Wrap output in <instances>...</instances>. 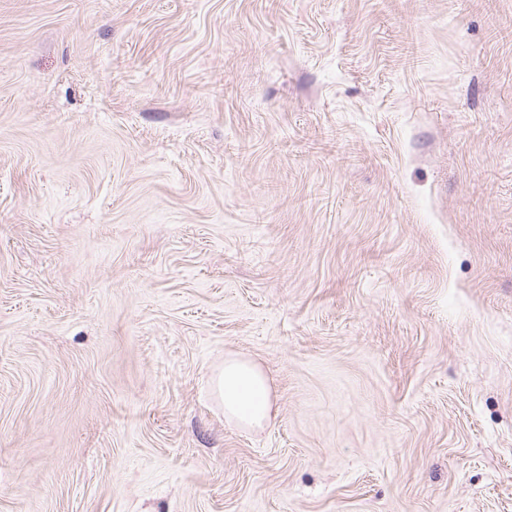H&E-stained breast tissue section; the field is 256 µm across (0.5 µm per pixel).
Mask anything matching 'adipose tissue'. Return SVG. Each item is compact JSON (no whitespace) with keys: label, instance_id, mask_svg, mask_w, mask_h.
Instances as JSON below:
<instances>
[{"label":"adipose tissue","instance_id":"ef3b65f1","mask_svg":"<svg viewBox=\"0 0 512 512\" xmlns=\"http://www.w3.org/2000/svg\"><path fill=\"white\" fill-rule=\"evenodd\" d=\"M212 390L224 408L226 419L260 427L271 418L269 379L253 361L226 358L212 377Z\"/></svg>","mask_w":512,"mask_h":512}]
</instances>
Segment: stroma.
<instances>
[{
  "mask_svg": "<svg viewBox=\"0 0 512 512\" xmlns=\"http://www.w3.org/2000/svg\"><path fill=\"white\" fill-rule=\"evenodd\" d=\"M0 512H512V0H0ZM214 396L228 420L262 427L272 415L269 379L251 360L229 357L212 376Z\"/></svg>",
  "mask_w": 512,
  "mask_h": 512,
  "instance_id": "obj_1",
  "label": "stroma"
}]
</instances>
